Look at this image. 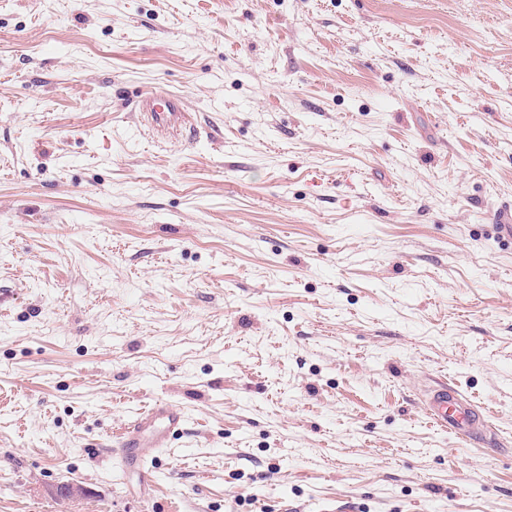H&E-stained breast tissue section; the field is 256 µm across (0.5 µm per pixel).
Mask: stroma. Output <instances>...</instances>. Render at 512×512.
<instances>
[{"instance_id": "35a3bbf8", "label": "stroma", "mask_w": 512, "mask_h": 512, "mask_svg": "<svg viewBox=\"0 0 512 512\" xmlns=\"http://www.w3.org/2000/svg\"><path fill=\"white\" fill-rule=\"evenodd\" d=\"M505 205L512 0H0V512H512ZM185 103L181 97L152 93L144 101L137 105L135 112L143 114L153 131L166 136L180 135L185 130H195L194 125L187 117L184 110ZM179 117L177 124H172V117ZM427 413L437 424L449 430H461L466 427L475 437L485 434L484 415L452 389L433 390L427 402ZM184 412L168 402L156 400L128 424L109 449L124 469L137 463L143 448H168L170 438L186 423Z\"/></svg>"}]
</instances>
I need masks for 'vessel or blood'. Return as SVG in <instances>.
Masks as SVG:
<instances>
[{"label": "vessel or blood", "instance_id": "1", "mask_svg": "<svg viewBox=\"0 0 512 512\" xmlns=\"http://www.w3.org/2000/svg\"><path fill=\"white\" fill-rule=\"evenodd\" d=\"M184 106L181 97L155 92L138 104L137 109L153 131L174 136L192 127ZM427 413L442 427L451 430L465 428L476 437L485 433L483 414L452 389L432 391ZM185 422L186 416L181 409L165 401H155L125 427L111 453L121 467L136 464L143 449L167 448L173 434L181 430Z\"/></svg>", "mask_w": 512, "mask_h": 512}]
</instances>
